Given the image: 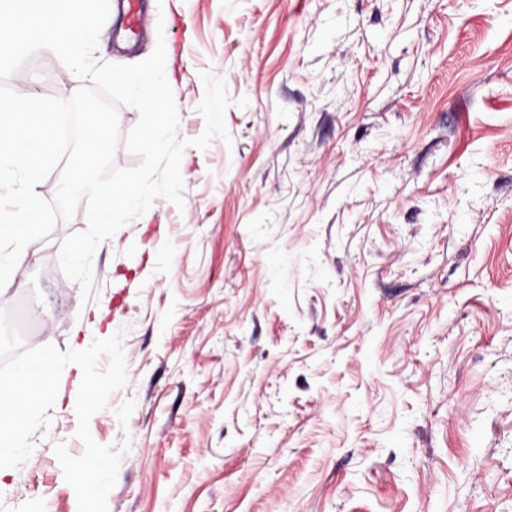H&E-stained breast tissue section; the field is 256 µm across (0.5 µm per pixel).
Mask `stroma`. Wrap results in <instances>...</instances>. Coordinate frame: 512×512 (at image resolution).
I'll use <instances>...</instances> for the list:
<instances>
[{"label": "stroma", "instance_id": "stroma-1", "mask_svg": "<svg viewBox=\"0 0 512 512\" xmlns=\"http://www.w3.org/2000/svg\"><path fill=\"white\" fill-rule=\"evenodd\" d=\"M165 44L183 207L159 198L92 262L26 247L0 309L24 345L122 333L127 382L89 422L122 447L112 512H512V0H144ZM223 79L231 143L204 130ZM80 79L33 54L8 80ZM81 369L66 366L0 512H77Z\"/></svg>", "mask_w": 512, "mask_h": 512}]
</instances>
